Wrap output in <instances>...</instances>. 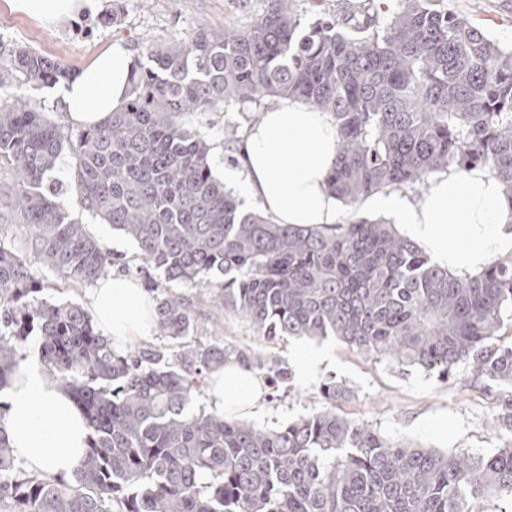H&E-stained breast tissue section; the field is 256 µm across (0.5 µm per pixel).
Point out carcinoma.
<instances>
[{"label": "carcinoma", "mask_w": 512, "mask_h": 512, "mask_svg": "<svg viewBox=\"0 0 512 512\" xmlns=\"http://www.w3.org/2000/svg\"><path fill=\"white\" fill-rule=\"evenodd\" d=\"M393 2L324 3L305 25L299 0H263L245 26L144 44L124 109L74 136L15 84L52 86L70 69L0 42V391L34 333L89 429L67 481L20 467L0 429V512H512V393L489 456L389 440L336 410L351 390L333 378L322 408L279 429L192 408L232 359L268 382L291 376L275 354L192 342L203 304L269 340L334 336L370 362L444 381L467 363L474 379L512 386V255L462 277L384 221L317 228L245 213L213 175L207 132L188 122L298 99L336 121L328 184L348 206L476 164L512 203V44L447 0ZM65 149L74 201L55 189ZM73 202L133 240L144 269L199 289L195 302L145 279L155 327L178 351H118L84 306L38 298L28 251L83 286L113 264Z\"/></svg>", "instance_id": "carcinoma-1"}]
</instances>
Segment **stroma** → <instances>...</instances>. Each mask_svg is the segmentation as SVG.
<instances>
[{
  "instance_id": "stroma-1",
  "label": "stroma",
  "mask_w": 512,
  "mask_h": 512,
  "mask_svg": "<svg viewBox=\"0 0 512 512\" xmlns=\"http://www.w3.org/2000/svg\"><path fill=\"white\" fill-rule=\"evenodd\" d=\"M448 5L493 38L512 43V0H448ZM260 9L259 0H250L245 9L238 0H124L122 15L114 23L107 19L112 4L105 0L101 13L55 26L13 10L10 0H0V42L34 50L77 71L113 42H123L134 53L145 42L181 41L202 27L220 30L229 23H248ZM189 122L209 135L213 172L220 175L230 170L235 181L244 180V168L236 157L249 122L238 112L220 108L191 116ZM231 127L236 130L232 140L226 135ZM87 230L112 253L111 275L140 279L141 262L132 240L113 231L111 225L92 220ZM196 322L199 341L219 337L229 346L273 352L289 367L299 351L322 352L312 378L294 375L266 388L264 410L252 419L257 427L273 429L309 414L319 405L320 383L333 376L353 391L343 412L372 424L389 438L442 452L461 448L485 456L502 445L492 415L497 395L473 383L467 365H457L453 376L443 381L412 368L368 362L332 339L270 341L257 333L248 318L207 306L200 308Z\"/></svg>"
}]
</instances>
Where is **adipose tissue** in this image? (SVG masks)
I'll use <instances>...</instances> for the list:
<instances>
[{
	"label": "adipose tissue",
	"instance_id": "ef3b65f1",
	"mask_svg": "<svg viewBox=\"0 0 512 512\" xmlns=\"http://www.w3.org/2000/svg\"><path fill=\"white\" fill-rule=\"evenodd\" d=\"M15 10L61 25L98 11L103 0H13ZM133 56L112 43L61 85L62 103L73 124L93 126L121 110L130 89ZM338 131L329 113L288 99L263 112L242 147L246 178L241 197L253 199L279 224H334L338 201L327 179L336 158ZM369 207L403 226L437 263L457 275L479 273L500 253L512 251V202L486 168L435 175L420 200L381 192ZM101 332L115 344L151 335V298L131 278H107L89 295ZM214 409L228 418L256 414L264 405L261 379L236 361L212 375ZM0 428L15 459L29 471L70 479L87 447L81 408L36 360L22 361L18 375L0 393Z\"/></svg>",
	"mask_w": 512,
	"mask_h": 512
}]
</instances>
